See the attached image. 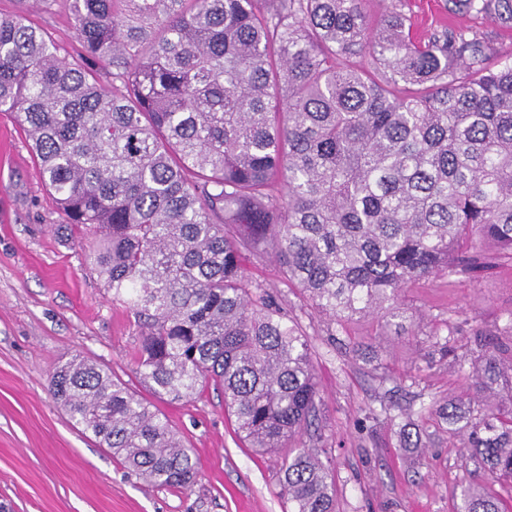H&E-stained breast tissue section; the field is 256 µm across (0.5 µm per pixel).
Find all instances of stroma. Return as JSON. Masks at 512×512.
I'll use <instances>...</instances> for the list:
<instances>
[{"label":"stroma","mask_w":512,"mask_h":512,"mask_svg":"<svg viewBox=\"0 0 512 512\" xmlns=\"http://www.w3.org/2000/svg\"><path fill=\"white\" fill-rule=\"evenodd\" d=\"M28 8L76 52L65 0ZM64 221L14 114L0 112V502L13 512H288L280 454H256L236 436L217 390L156 404L194 450L198 474L186 491L146 483L73 425L49 390L54 368L72 356L147 389L131 361L133 320ZM481 258L483 280L440 274L404 288L406 317L385 336L370 317L330 326L287 288L273 259L245 262L246 276L311 341L319 394L306 443L327 452L336 512H458L474 487L512 512V481L490 478L437 414L450 400L468 408L490 399L512 411L511 392L487 397L475 379L479 334L496 333L502 358H512V260L489 247ZM405 427L417 447L401 444Z\"/></svg>","instance_id":"obj_1"}]
</instances>
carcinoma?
<instances>
[{
	"label": "carcinoma",
	"mask_w": 512,
	"mask_h": 512,
	"mask_svg": "<svg viewBox=\"0 0 512 512\" xmlns=\"http://www.w3.org/2000/svg\"><path fill=\"white\" fill-rule=\"evenodd\" d=\"M19 2L0 14V112L134 319L137 374L171 403L221 388L255 451L302 437L318 387L308 337L246 278L244 253L273 257L330 323L370 316L382 335L407 285L482 278V245L512 256V61L472 28L420 34L407 0L376 23L365 0H66L70 60ZM444 10L512 27V0ZM480 343L478 385L494 393L498 336ZM50 389L135 475L194 484L192 449L104 366L76 356ZM442 412L490 475L512 479V415ZM281 470L288 512H335L319 453L299 448ZM462 512L503 509L467 489Z\"/></svg>",
	"instance_id": "cac0c4a2"
}]
</instances>
